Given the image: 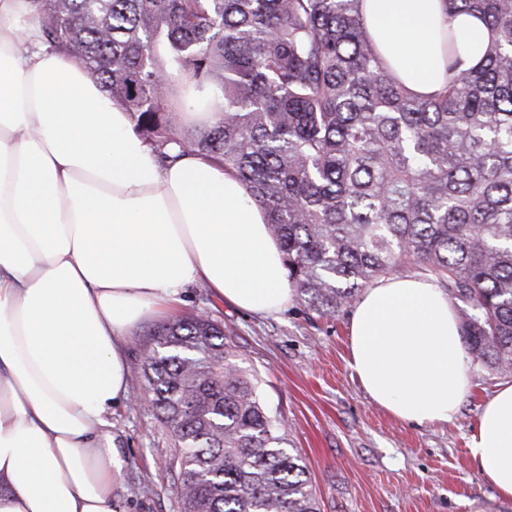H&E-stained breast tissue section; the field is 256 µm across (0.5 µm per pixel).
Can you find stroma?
Returning <instances> with one entry per match:
<instances>
[{"mask_svg":"<svg viewBox=\"0 0 512 512\" xmlns=\"http://www.w3.org/2000/svg\"><path fill=\"white\" fill-rule=\"evenodd\" d=\"M179 312L209 313L223 322L237 361L257 374L262 399L305 458L321 512H512V499L497 495L468 451L482 403L512 382V373L472 361V390L455 419L412 425L380 408L349 367L350 310L318 318L294 302L258 316L195 285L186 289ZM162 323L149 318L132 331L128 395L112 412V432L126 459L114 487L119 512H178L170 436L142 405L139 358ZM146 484L152 495L141 494Z\"/></svg>","mask_w":512,"mask_h":512,"instance_id":"1","label":"stroma"}]
</instances>
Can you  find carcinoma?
<instances>
[{
  "label": "carcinoma",
  "instance_id": "cac0c4a2",
  "mask_svg": "<svg viewBox=\"0 0 512 512\" xmlns=\"http://www.w3.org/2000/svg\"><path fill=\"white\" fill-rule=\"evenodd\" d=\"M160 161L188 152L266 211L304 309L333 315L400 267L458 300L476 359L512 373V0H446L491 30L419 98L381 57L361 0H27ZM186 112L214 120L184 130ZM139 365L172 444L179 512H320L303 456L223 324L168 322Z\"/></svg>",
  "mask_w": 512,
  "mask_h": 512
}]
</instances>
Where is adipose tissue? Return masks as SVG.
Segmentation results:
<instances>
[{
	"label": "adipose tissue",
	"mask_w": 512,
	"mask_h": 512,
	"mask_svg": "<svg viewBox=\"0 0 512 512\" xmlns=\"http://www.w3.org/2000/svg\"><path fill=\"white\" fill-rule=\"evenodd\" d=\"M362 14L421 96L447 81L440 32L453 31L467 67L489 38L444 0H362ZM29 15L26 0H0V512H118L126 461L111 411L127 396L131 331L174 315L196 284L253 315L296 291L246 186L200 154L161 164ZM347 350L365 392L410 424L451 421L471 389L456 309L430 278L365 289ZM469 452L512 499V383L481 406Z\"/></svg>",
	"instance_id": "1"
}]
</instances>
